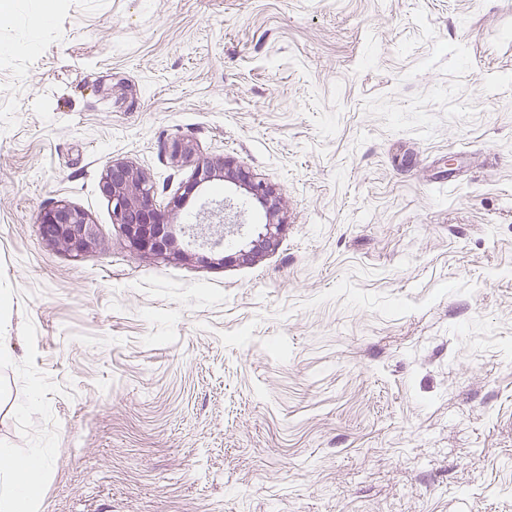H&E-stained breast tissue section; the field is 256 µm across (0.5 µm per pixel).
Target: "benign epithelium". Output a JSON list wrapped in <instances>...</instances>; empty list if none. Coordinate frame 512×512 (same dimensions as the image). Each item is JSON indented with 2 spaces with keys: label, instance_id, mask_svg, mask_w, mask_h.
Returning <instances> with one entry per match:
<instances>
[{
  "label": "benign epithelium",
  "instance_id": "benign-epithelium-1",
  "mask_svg": "<svg viewBox=\"0 0 512 512\" xmlns=\"http://www.w3.org/2000/svg\"><path fill=\"white\" fill-rule=\"evenodd\" d=\"M216 177L243 189L246 195L266 209L268 221L257 237L224 256L226 262L249 264L258 254L272 250L278 243L285 227L281 198L273 186L256 179L245 167L226 159H206L198 163L188 190ZM100 186L112 205V223L119 227L130 246L156 258H171L170 219L182 205V200L175 199L165 207L157 204L150 177L124 159H113L108 163ZM40 233L48 244L77 255L93 248L98 241L97 225L82 209L66 202L58 203L43 213Z\"/></svg>",
  "mask_w": 512,
  "mask_h": 512
}]
</instances>
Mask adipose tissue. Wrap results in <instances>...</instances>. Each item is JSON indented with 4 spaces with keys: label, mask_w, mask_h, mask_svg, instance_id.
Wrapping results in <instances>:
<instances>
[{
    "label": "adipose tissue",
    "mask_w": 512,
    "mask_h": 512,
    "mask_svg": "<svg viewBox=\"0 0 512 512\" xmlns=\"http://www.w3.org/2000/svg\"><path fill=\"white\" fill-rule=\"evenodd\" d=\"M0 469L15 474L14 479L0 484V512H29L32 492L42 478L43 456L33 454L20 460L4 445L0 447Z\"/></svg>",
    "instance_id": "adipose-tissue-1"
}]
</instances>
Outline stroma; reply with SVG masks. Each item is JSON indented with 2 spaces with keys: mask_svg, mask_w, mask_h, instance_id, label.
<instances>
[{
  "mask_svg": "<svg viewBox=\"0 0 512 512\" xmlns=\"http://www.w3.org/2000/svg\"><path fill=\"white\" fill-rule=\"evenodd\" d=\"M43 5L0 17V443L48 457L33 512H512V0ZM116 158L182 197L181 256L113 224ZM204 158L281 197L252 263L182 231L265 222L186 191ZM61 200L82 255L39 233ZM42 238L52 246L79 255L98 241L97 225L79 207L66 202L56 204L40 217Z\"/></svg>",
  "mask_w": 512,
  "mask_h": 512,
  "instance_id": "1",
  "label": "stroma"
}]
</instances>
